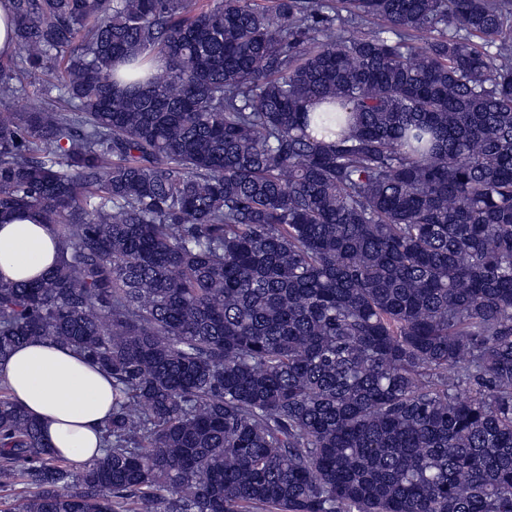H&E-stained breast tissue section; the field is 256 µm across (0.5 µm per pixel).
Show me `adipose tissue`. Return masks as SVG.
Wrapping results in <instances>:
<instances>
[{
  "mask_svg": "<svg viewBox=\"0 0 512 512\" xmlns=\"http://www.w3.org/2000/svg\"><path fill=\"white\" fill-rule=\"evenodd\" d=\"M57 240L37 215L0 222V278L31 280L52 269ZM0 383L38 421L55 454L82 467L99 455L100 431L112 415V378L79 351L34 338L0 363Z\"/></svg>",
  "mask_w": 512,
  "mask_h": 512,
  "instance_id": "obj_1",
  "label": "adipose tissue"
}]
</instances>
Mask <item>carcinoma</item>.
Segmentation results:
<instances>
[{
	"instance_id": "obj_1",
	"label": "carcinoma",
	"mask_w": 512,
	"mask_h": 512,
	"mask_svg": "<svg viewBox=\"0 0 512 512\" xmlns=\"http://www.w3.org/2000/svg\"><path fill=\"white\" fill-rule=\"evenodd\" d=\"M11 24L0 217L59 250L0 280V360L76 348L112 419L76 472L0 386V512H512V0Z\"/></svg>"
}]
</instances>
